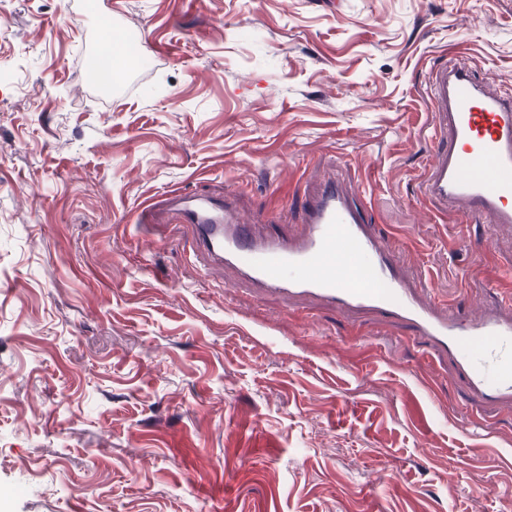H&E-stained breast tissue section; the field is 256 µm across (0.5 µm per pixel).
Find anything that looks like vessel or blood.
<instances>
[{
	"label": "vessel or blood",
	"mask_w": 512,
	"mask_h": 512,
	"mask_svg": "<svg viewBox=\"0 0 512 512\" xmlns=\"http://www.w3.org/2000/svg\"><path fill=\"white\" fill-rule=\"evenodd\" d=\"M433 150L420 191L465 222L512 224V87L489 91L458 56L429 81ZM298 231L281 237L241 220L227 200L166 191L143 217L178 227L202 266H229L241 283L284 301L310 298L342 317L370 313L450 364L478 408L512 406V301L463 314L407 273L365 198L339 176L308 193Z\"/></svg>",
	"instance_id": "b4317fda"
}]
</instances>
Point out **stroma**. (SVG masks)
<instances>
[{"label": "stroma", "mask_w": 512, "mask_h": 512, "mask_svg": "<svg viewBox=\"0 0 512 512\" xmlns=\"http://www.w3.org/2000/svg\"><path fill=\"white\" fill-rule=\"evenodd\" d=\"M451 52L512 77V0H0V512H512V407L475 437L389 322L282 312L136 222L183 188L285 234L335 171L440 297H512V232L419 193Z\"/></svg>", "instance_id": "1"}]
</instances>
